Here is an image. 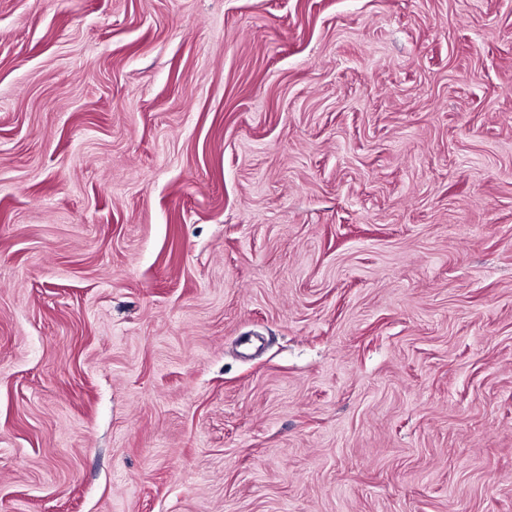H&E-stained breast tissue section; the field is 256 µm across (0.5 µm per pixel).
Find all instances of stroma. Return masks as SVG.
Listing matches in <instances>:
<instances>
[{
    "label": "stroma",
    "mask_w": 512,
    "mask_h": 512,
    "mask_svg": "<svg viewBox=\"0 0 512 512\" xmlns=\"http://www.w3.org/2000/svg\"><path fill=\"white\" fill-rule=\"evenodd\" d=\"M0 512H512V0H0Z\"/></svg>",
    "instance_id": "35a3bbf8"
}]
</instances>
